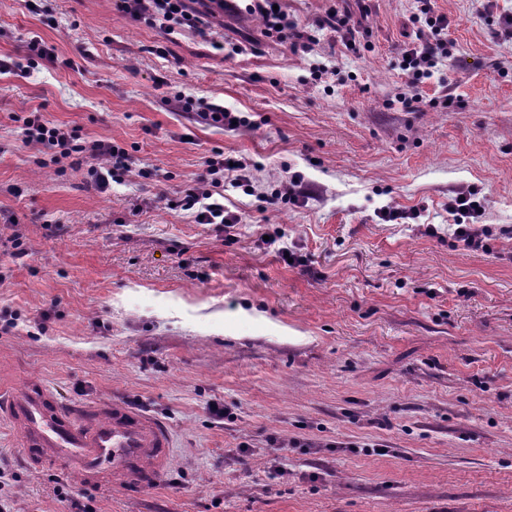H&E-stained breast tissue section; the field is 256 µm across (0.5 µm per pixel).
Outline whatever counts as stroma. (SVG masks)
<instances>
[{"label": "stroma", "mask_w": 512, "mask_h": 512, "mask_svg": "<svg viewBox=\"0 0 512 512\" xmlns=\"http://www.w3.org/2000/svg\"><path fill=\"white\" fill-rule=\"evenodd\" d=\"M431 4L449 59L420 87L432 106L409 112L416 0H374L356 55L329 36L292 49L228 7L213 25L243 44L231 56L112 0H0V59L33 37L56 54L0 74V237L19 231L28 251L0 257V316L16 320L0 390L36 377L66 407L115 398L173 440L158 483L112 490L30 469L0 420L12 512H512V0ZM178 92L252 126L210 128ZM35 107L124 147L135 171L101 193L87 155L40 164L11 120ZM220 155L268 185L299 175L304 202L230 188L235 235L195 223L174 202ZM463 186L489 251L446 232ZM387 208L408 217L384 222ZM280 230L307 265L265 244Z\"/></svg>", "instance_id": "35a3bbf8"}]
</instances>
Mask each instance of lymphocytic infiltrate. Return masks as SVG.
Returning <instances> with one entry per match:
<instances>
[{"label": "lymphocytic infiltrate", "instance_id": "lymphocytic-infiltrate-1", "mask_svg": "<svg viewBox=\"0 0 512 512\" xmlns=\"http://www.w3.org/2000/svg\"><path fill=\"white\" fill-rule=\"evenodd\" d=\"M246 13L258 16L267 36H274L291 45L319 43L324 32L335 33L345 48L359 52L361 43L357 35L362 27V16L368 15L369 4L360 0L357 9L330 7L325 15L301 30L289 21L285 11L278 9L279 0H244ZM114 9L122 16L135 21H145L158 28L164 35H172L177 27L193 29L202 38L210 36V16L223 9L224 0H113ZM411 21L415 30L408 45L401 50V65L410 77L414 92L400 96L399 102L408 110L419 109L422 96L416 94L419 84L433 77L448 57V18L435 14L429 0H420V6ZM22 141L36 148L48 162L57 164L75 154H85L98 160V167L90 172L91 184L96 190L108 188L112 180L130 173L133 157L124 148L109 140H80L74 128L46 121L41 112L14 115ZM255 166L246 159H222L208 162L207 176L195 186L185 190L180 201L183 210L191 212L196 223L220 224L225 232H232L242 217L226 208L224 188L242 190L244 195L258 196L265 203H298L301 197L298 177L280 179L272 191L262 190L254 174ZM481 205L471 189L457 191L448 203V212L453 218L452 236L466 249L476 251L484 248L489 235L486 226L477 224Z\"/></svg>", "mask_w": 512, "mask_h": 512}]
</instances>
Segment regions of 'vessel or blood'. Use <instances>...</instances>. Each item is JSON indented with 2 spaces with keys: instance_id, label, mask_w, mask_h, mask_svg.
<instances>
[{
  "instance_id": "b4317fda",
  "label": "vessel or blood",
  "mask_w": 512,
  "mask_h": 512,
  "mask_svg": "<svg viewBox=\"0 0 512 512\" xmlns=\"http://www.w3.org/2000/svg\"><path fill=\"white\" fill-rule=\"evenodd\" d=\"M99 418L82 424L79 412L58 405L39 379L0 393V417L21 436L23 459L32 469L63 465L80 484L104 478L123 486L146 487L166 473L170 430L149 414L112 400L98 403Z\"/></svg>"
}]
</instances>
